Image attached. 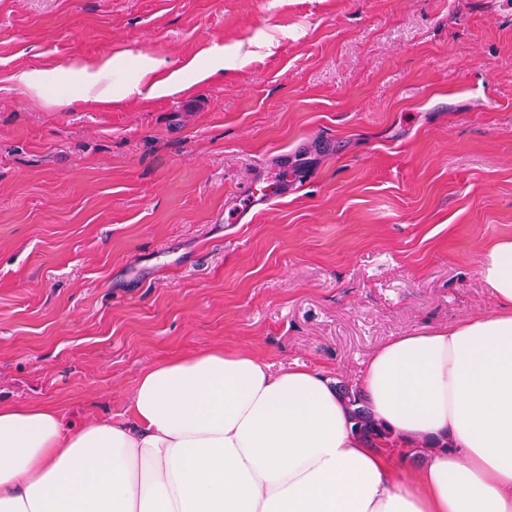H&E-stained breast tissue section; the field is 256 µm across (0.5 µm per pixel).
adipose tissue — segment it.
<instances>
[{
    "label": "adipose tissue",
    "instance_id": "adipose-tissue-1",
    "mask_svg": "<svg viewBox=\"0 0 512 512\" xmlns=\"http://www.w3.org/2000/svg\"><path fill=\"white\" fill-rule=\"evenodd\" d=\"M478 274L496 311L367 359L388 448L355 433L325 370L214 344L143 370L124 419L0 402V512H512V240ZM422 437L450 445L409 468Z\"/></svg>",
    "mask_w": 512,
    "mask_h": 512
}]
</instances>
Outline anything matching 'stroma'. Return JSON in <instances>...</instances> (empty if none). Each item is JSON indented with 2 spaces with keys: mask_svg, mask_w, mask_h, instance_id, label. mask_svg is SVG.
Instances as JSON below:
<instances>
[{
  "mask_svg": "<svg viewBox=\"0 0 512 512\" xmlns=\"http://www.w3.org/2000/svg\"><path fill=\"white\" fill-rule=\"evenodd\" d=\"M85 67L108 98L74 112ZM506 239L512 0H0L1 401L118 418L214 343L354 386L495 311ZM264 182L268 183V186L257 191V193L250 189L247 193L242 195L239 200L242 204V208L252 209L256 205H266L277 198H281L288 192V183H290L291 180H288L287 174L285 177L268 179Z\"/></svg>",
  "mask_w": 512,
  "mask_h": 512,
  "instance_id": "stroma-1",
  "label": "stroma"
}]
</instances>
